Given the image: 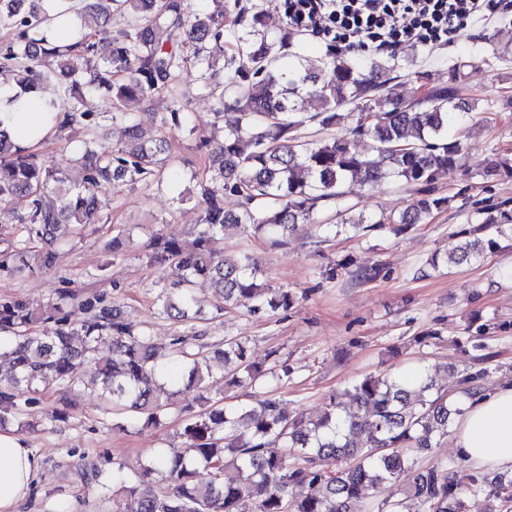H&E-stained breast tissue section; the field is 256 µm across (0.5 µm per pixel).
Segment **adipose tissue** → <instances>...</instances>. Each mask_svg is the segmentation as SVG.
Masks as SVG:
<instances>
[{
  "label": "adipose tissue",
  "instance_id": "1",
  "mask_svg": "<svg viewBox=\"0 0 512 512\" xmlns=\"http://www.w3.org/2000/svg\"><path fill=\"white\" fill-rule=\"evenodd\" d=\"M48 96L19 94L0 82V127L23 148L43 146L57 131ZM452 442L473 467L512 470V385L486 394L458 418ZM39 471V460L20 440L0 432V512H18Z\"/></svg>",
  "mask_w": 512,
  "mask_h": 512
}]
</instances>
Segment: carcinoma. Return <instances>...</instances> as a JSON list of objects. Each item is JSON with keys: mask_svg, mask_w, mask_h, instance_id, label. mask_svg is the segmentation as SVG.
<instances>
[{"mask_svg": "<svg viewBox=\"0 0 512 512\" xmlns=\"http://www.w3.org/2000/svg\"><path fill=\"white\" fill-rule=\"evenodd\" d=\"M86 0L83 28H62L60 43L44 34L47 11L42 0H0V24L10 30L0 42V71L16 84L37 92L55 81L65 100L51 104L63 114L58 132L84 125L91 112L83 96L96 91L106 97L112 122L124 125L126 141L103 155L94 142L84 141L71 162L84 172L78 185L67 184L62 169L13 143L0 130V222L20 224L24 244L12 254L9 272L21 277L31 262L54 267L66 226L97 220L96 199L102 189L160 181L172 175L166 129L182 124V108L174 103L161 120L162 130L145 138L139 124L124 111L126 102L149 103L184 73H201V90L213 99L215 115L238 113L224 126L222 139L207 148L208 165L199 180L204 206L194 238L184 242L160 234L152 242L153 258L175 264L180 282L163 285L160 312L176 321L192 318L189 285L208 281L214 288L216 312L230 305L249 313L286 310L292 295L260 280L262 269L249 254L229 258L220 243L224 235L253 231L288 244L301 223L312 219L322 202L341 205L352 190H375L388 182L415 187L416 197L403 211L359 215L348 221L355 230L371 231L382 224L400 231L422 224L449 205L431 184L437 173L467 168L466 149L457 130L472 119L473 106L463 97L458 61L448 84L433 85L429 75L415 74L417 96H392L391 82L401 64L372 54L362 59L329 51L322 65L302 62L298 54L301 31L284 28L275 36L260 11L239 2L204 0ZM128 11V27L107 28L111 11ZM237 38L241 51L224 57V35ZM358 111L354 126L340 134L311 140L300 136L307 124L329 130L339 124L340 111ZM367 138L372 152L361 153L354 143ZM507 158H487L479 173L488 178ZM57 194L59 204L46 206L44 193ZM31 198L30 211L16 217L11 202L17 195ZM234 199L237 207L226 204ZM512 224V210L492 205L482 219L447 255L461 265L493 252L503 226ZM80 330L67 318L35 312L18 298H0V348H7L9 375H0V425L17 409V399L54 385L62 390L75 380V368L90 371L88 385L119 410L137 412L157 425L166 405L153 398L156 380L175 361L182 369V391L198 392L185 406L180 437L185 447L158 452L147 465L124 481L120 512H351L368 490L378 492L391 482L408 481L406 497L417 512H467L469 496L488 484L483 474L470 487L455 481L452 469L435 464L415 468L414 455L448 435L465 403L481 395L482 372L466 373L457 393L441 390L431 369L415 382L398 373L367 375L348 390L356 409L344 410L336 398L317 419L291 418L273 399L256 405L206 404L199 394L212 378L206 356L191 353L178 336L166 343L135 336L116 309L94 310ZM112 338L109 352L99 351L103 335ZM80 339H75V336ZM216 353L232 366L230 383L244 386L271 375L286 383L288 365L266 368L251 360L246 342L229 337ZM277 446L281 451L275 452ZM209 478L197 480V468ZM232 467L241 474L225 478ZM153 475L167 483L161 494H146L139 486ZM489 494L498 501L493 512H512V480L499 477Z\"/></svg>", "mask_w": 512, "mask_h": 512, "instance_id": "carcinoma-1", "label": "carcinoma"}]
</instances>
